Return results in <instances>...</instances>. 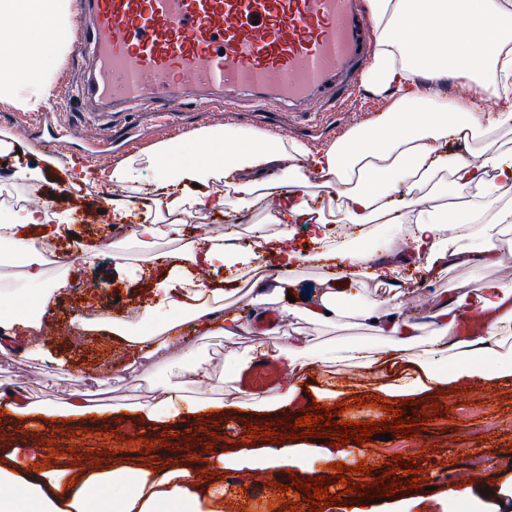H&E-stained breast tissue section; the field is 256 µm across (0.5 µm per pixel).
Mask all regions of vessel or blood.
<instances>
[{"label": "vessel or blood", "instance_id": "vessel-or-blood-1", "mask_svg": "<svg viewBox=\"0 0 512 512\" xmlns=\"http://www.w3.org/2000/svg\"><path fill=\"white\" fill-rule=\"evenodd\" d=\"M75 12L88 53L75 99L93 127L118 114L168 126L187 100L220 112L239 94L313 121L325 91L351 95L372 37L354 0H76ZM281 374L267 358L246 384L265 391Z\"/></svg>", "mask_w": 512, "mask_h": 512}]
</instances>
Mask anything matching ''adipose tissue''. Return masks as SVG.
<instances>
[{
	"mask_svg": "<svg viewBox=\"0 0 512 512\" xmlns=\"http://www.w3.org/2000/svg\"><path fill=\"white\" fill-rule=\"evenodd\" d=\"M69 4L70 0H0V19L6 23L0 41L12 46L11 52H0L1 98H12L24 110L48 99L50 74L38 73L24 90L15 75L20 64L36 67L46 44L62 51L70 47ZM369 8L377 49L368 80L390 94L389 117L384 125L356 129L315 156L313 183L326 191V203L314 210L296 193H289L267 214L264 224L253 227L258 249L250 254L240 251L234 230L225 231L220 243L205 232L182 239V217L192 208L220 210L230 199L246 208L258 191L273 195L286 184L308 186L312 182L296 164L307 150L296 142L229 128L200 132L197 140L206 146L200 153H189L179 143L160 144L153 154L157 175L134 235L147 249L165 238L181 239L182 245L165 254L169 275L153 323L135 336L122 323L108 319L88 324V331L119 338L135 363L168 350L188 327L203 338L247 331L238 317L222 318L223 291L189 276L188 269L202 262L237 269L255 290L256 305L278 302L288 272L304 260L288 246L296 224L314 225L322 243L332 239L340 219L359 227L404 224L416 250L426 251L429 262L456 257L496 263L494 241L474 254L453 228L475 222L512 224V198L503 193L512 185V151H491L484 145L490 133L512 126V0H369ZM451 80L490 93L498 102L496 113L482 116L467 101L448 99L444 89ZM452 141L458 151L450 156L446 150ZM279 163L286 166L283 181L266 180L265 170ZM425 184L442 194L451 188L472 191L485 205L477 213L457 208L448 215L434 214L421 205L418 191ZM44 221L43 213L29 210L16 221L1 222L0 244L11 245L25 279L41 285V294L48 299L67 288L69 281L61 277L45 283L38 259L43 242L23 233L25 227ZM268 223L279 225V232L266 234ZM270 255L277 259L281 277L279 289L269 293L262 271ZM332 258L338 272L327 276L320 298L302 308L282 307V315L314 320L338 316L342 309L337 279L358 282L373 273L383 278L398 275L388 263L370 270L366 254L348 246L333 250ZM473 303L488 320L484 336L478 339L456 335L458 317L448 306L436 312L443 331L455 336L447 347L454 358L449 366L441 360L447 348L437 341L418 340L415 325L404 318L397 302L385 313H368L390 336L387 351L362 342L315 351L301 337L292 336L276 357L287 371L346 363L383 376L380 391L392 400L454 385L511 381L512 346L507 345L505 332L512 328V289L494 282L482 284L474 290ZM202 364L195 346H183L175 359L180 382L164 385L141 404L140 417L175 425L190 416L207 415L209 406L193 403L187 395L189 386L198 382ZM44 454L43 448L29 447L0 467V512H224L223 484H200L194 468L178 464L179 454L173 448L148 469L119 454L104 469L70 478L34 472L31 462ZM116 486L126 487V494L113 496Z\"/></svg>",
	"mask_w": 512,
	"mask_h": 512,
	"instance_id": "ef3b65f1",
	"label": "adipose tissue"
}]
</instances>
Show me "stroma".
I'll list each match as a JSON object with an SVG mask.
<instances>
[{
  "label": "stroma",
  "mask_w": 512,
  "mask_h": 512,
  "mask_svg": "<svg viewBox=\"0 0 512 512\" xmlns=\"http://www.w3.org/2000/svg\"><path fill=\"white\" fill-rule=\"evenodd\" d=\"M389 105L388 93L372 90L365 81H358L351 101L340 106L329 104L324 119L315 124L298 125L293 140L303 144L310 154H317L355 128L385 124ZM28 117L34 135L45 136L58 131L63 134L57 154L43 165L40 188L42 192L52 193L54 212L67 216L68 221L62 224L60 233L76 236L77 255L63 268L70 288L56 293L48 304L50 328L41 335L29 333L21 337V352L12 358L0 359V387L22 388L33 400L52 410L61 407L78 389L94 402L112 406V413L106 414L101 424L83 427L78 433L70 432L67 439L55 447V456L50 461L52 468L76 472L83 469L89 456H101L106 449L141 451L142 439L157 434L153 428L139 426L137 407L156 393L158 385L178 382L179 376L170 353L140 361L131 369L120 343L94 333L72 336L68 330L90 309L102 311L104 316L126 326L146 328L150 319L147 308L154 301L155 285L167 277L169 267L161 261L145 265L144 250L135 241L132 230L126 224L114 223L111 214L101 213L99 182H92L81 197L67 195V187L75 183L82 168L95 166L89 137L76 109L59 112L46 104L41 110L29 112ZM292 120V115H274L254 107L247 112L234 111L215 122L187 103L182 105L174 126L162 127L144 118L136 120V140L131 144L123 140V121L114 122L112 162L117 165L131 159L140 161L142 181L147 184L154 178L148 159L158 144L171 140L189 144L199 131L218 126L260 131L275 138L279 135V125ZM13 143L14 152L0 160V175L10 178L9 183L0 182V193L23 198L29 185L15 179L13 173L38 160L40 150L18 137ZM79 209L96 213V223H74L73 215ZM292 234L294 248L308 254L309 259L291 273L287 291L295 297L297 306L304 307L323 292V280L333 262L330 256L316 255L312 233L305 225H293ZM372 235L375 244L369 253L373 260L383 258L386 243L397 246L392 259L402 273V311L419 324L422 339L438 338L439 330L431 312L444 297H463L482 281L491 279L512 286V225L504 227L496 238L500 262L494 267L477 263L450 264L428 271L423 259L413 252L407 236L395 225H374ZM108 241L125 247L129 257L127 267L114 265L104 247ZM88 250L97 251L95 263L83 262L81 254ZM87 276L97 278L99 287L78 290L77 281ZM205 278L224 290L225 312L250 321L251 327L248 333L239 336H219L200 343L210 381L194 389L192 395L204 401L227 403L229 409L220 426L202 427L194 422L189 431L180 432L179 437L186 445L185 463L197 468L201 477L213 475L224 481V512H280L283 501L295 497L290 490L292 480L286 467L244 473L222 466L219 461L220 455L256 452L270 444L268 438L252 436L247 431L256 417L241 403L242 383L231 357L247 352L257 342L266 343L268 349H276L283 345L284 333L290 331L307 338L310 346L317 350L350 341L386 347L387 336L363 320L361 313L386 299L389 290L382 287L379 280L370 278L349 284L341 291L343 314L336 321L319 323L282 316L278 319L282 335L270 336L266 333L267 322L253 316L256 306L251 293L236 287L234 271L210 268ZM334 371L331 377L320 368L289 374V383L302 388L295 415H302L304 409L314 404L326 408L339 404L345 408L340 417L344 423L389 419V412L375 403L381 378L354 366L338 365ZM329 389L336 391V398L326 397ZM359 396L364 397V404H356ZM425 407L429 408L432 421L427 431L418 437H395L387 441L374 434L361 446L352 442L341 444V462L353 468L363 460L373 469L372 474L365 477L351 471L346 481H362L368 485L378 482L388 471L387 459L396 453L402 455L404 462L413 461L421 467L423 487L408 492L410 498L421 502L417 512H468L466 502L448 501L451 485L467 484L477 490L494 491L512 476V384H479L460 394L452 388L439 390L424 398L421 405L405 406L404 411L407 416L417 418ZM160 439L165 444L170 441L166 435ZM302 442L309 448L302 459L303 466L331 479L332 469L316 450L321 446L332 447V439L306 436ZM329 487L331 494L338 497L333 512H351L355 496L344 493L342 485L332 479Z\"/></svg>",
  "instance_id": "stroma-1"
}]
</instances>
